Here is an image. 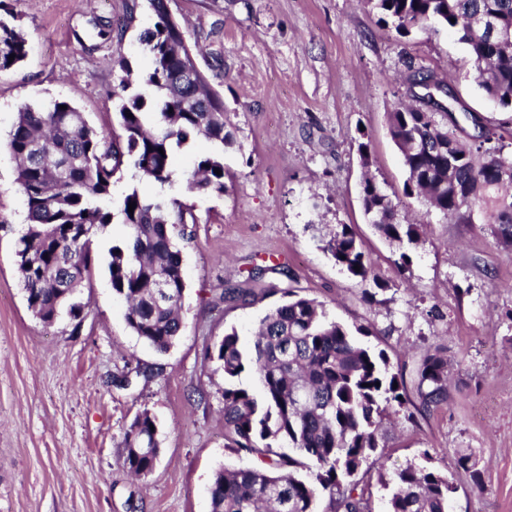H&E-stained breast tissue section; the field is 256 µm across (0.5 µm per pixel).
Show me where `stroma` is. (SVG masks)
I'll return each mask as SVG.
<instances>
[{
    "label": "stroma",
    "instance_id": "obj_1",
    "mask_svg": "<svg viewBox=\"0 0 512 512\" xmlns=\"http://www.w3.org/2000/svg\"><path fill=\"white\" fill-rule=\"evenodd\" d=\"M128 2L5 0L0 8L28 48L24 62L0 71V512H209L215 471L258 459L224 445V377L204 348L230 328L251 343L288 286L330 318L369 327L364 344L385 351L393 370L413 371L424 351L448 348L447 406L414 424L399 415L383 422L384 477L370 481L373 512L387 507L384 478L410 464L447 471L464 451L478 457L482 483L454 473L448 512H512V246L498 242L492 225L456 223L404 195L408 171L388 131L412 66L449 82L483 121L501 119L478 87L466 45L448 31L402 37L365 0H171L187 43L222 54L221 67H200L224 102L232 137L223 194L176 193L199 219L194 243L182 250V334L159 352L128 327L107 269L110 248L128 234L120 223L94 238L82 318L47 325L32 313L17 269L27 209L8 134L22 108L56 98L97 130L116 128L117 74L104 59L118 49L133 69H146L141 35L154 22L147 0L128 21ZM96 18L111 21L121 43L102 41ZM367 172L403 214L427 226L408 269L364 216ZM339 224L352 226L371 260L367 280L324 250ZM269 260L288 276L248 284L250 269ZM247 286L256 293L250 303L220 302L222 289ZM366 290L373 304L363 302ZM130 360L150 376L116 387L113 377ZM145 410L159 423L161 454L137 479L123 465L121 442Z\"/></svg>",
    "mask_w": 512,
    "mask_h": 512
}]
</instances>
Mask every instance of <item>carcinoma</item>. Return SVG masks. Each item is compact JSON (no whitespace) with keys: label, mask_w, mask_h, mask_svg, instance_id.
Returning <instances> with one entry per match:
<instances>
[{"label":"carcinoma","mask_w":512,"mask_h":512,"mask_svg":"<svg viewBox=\"0 0 512 512\" xmlns=\"http://www.w3.org/2000/svg\"><path fill=\"white\" fill-rule=\"evenodd\" d=\"M396 31L409 36L419 30L447 28L467 45L478 85L508 117L498 124L472 123L479 132L461 126L473 113L449 84L431 70L414 71L408 82H432L445 90L444 105L430 102L399 105L388 113L392 140L403 152L409 178L405 195L470 224L474 214L497 226L499 242L512 244V181L495 173L512 168L505 157L500 130L512 125V43H496L478 25L493 18L496 27L512 30V0H367ZM154 16L143 42L152 56L150 67L135 72L116 48L110 59L120 72L112 96L119 101L120 132L92 127L71 102L55 99L45 107L18 112L7 146L16 160V180L26 199L27 224L19 237L20 282L28 307L44 323L63 313L76 319L85 305L78 301L83 281L95 261L92 236L119 218L128 228L126 239L110 250L108 272L112 291L127 304L131 330L154 349L165 352L180 336V309L186 283L179 243L195 239L198 219L192 207L170 197L176 185L172 157L176 150L200 139L211 149L197 156L187 193L224 194V104L207 78H190L186 66L195 51L185 45L170 0H148ZM14 60H9L10 54ZM27 55L22 31L0 20V71L18 65ZM153 114L154 130L146 128ZM131 167L159 188L152 197L135 189L126 192L118 209L112 197L116 175ZM362 207L375 232L402 248L418 243L424 225L400 213L371 178L364 179ZM136 203L128 212L130 203ZM337 264L365 281L371 263L348 224H339L326 241ZM288 275L281 265L256 266L248 280L259 283L267 273ZM288 300L260 321L251 345L237 331L205 348L224 377V447L255 455L263 464L214 475L210 512H317L319 497L328 512H372L363 464L378 463L380 428L392 403L404 418L448 404V358L427 354L415 370L407 391L404 371L393 373L385 352L375 353L358 340L367 328L328 319L322 306L283 290ZM254 374L260 394L240 386L244 372ZM147 411L138 414L124 434L122 458L136 478L147 476L159 460V430ZM295 449L298 457L274 448ZM310 463L311 478L296 468ZM479 461L461 453L453 468L480 485ZM456 487L451 476L409 465L397 471L387 503L388 512H448Z\"/></svg>","instance_id":"1"}]
</instances>
